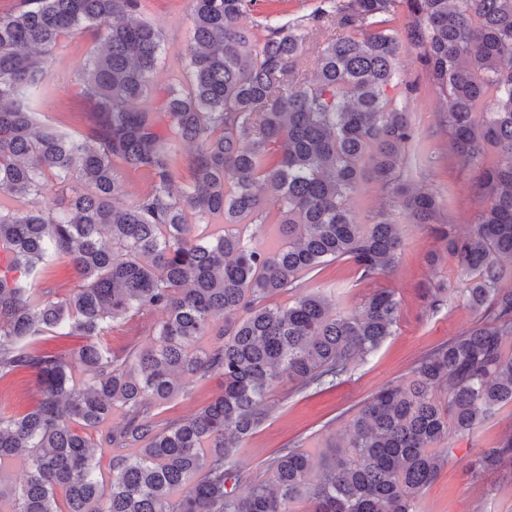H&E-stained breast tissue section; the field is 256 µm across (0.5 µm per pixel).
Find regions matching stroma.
Returning <instances> with one entry per match:
<instances>
[{
	"label": "stroma",
	"instance_id": "stroma-1",
	"mask_svg": "<svg viewBox=\"0 0 512 512\" xmlns=\"http://www.w3.org/2000/svg\"><path fill=\"white\" fill-rule=\"evenodd\" d=\"M319 0H257L249 20L256 39L265 28L309 15ZM139 17L162 30L161 47L154 82L158 89L174 81L188 85L190 68L184 47L191 30L189 0H142ZM94 34H75L65 41L57 55L56 68L63 74L48 94L37 101L42 121L62 126L67 132L85 137L95 122L94 100L81 95L69 78L84 64L95 46ZM416 49L401 50L399 76L415 84L407 97H395L396 107L408 112L415 138L402 151L398 168L400 183L433 193L440 203V223L462 232L472 224L482 201V190L470 168L460 166L451 148L443 122L445 99L439 94L417 59ZM391 194L375 181L367 180L350 205L359 223H370L380 210H387L397 224L402 250L391 276L361 279L349 262H335L317 275L305 276L307 288H321L330 294L337 309L353 313L375 289H395L399 300V322L391 336L369 355L356 359L348 372L334 384L301 388L282 381L272 392L273 407L268 417L251 434L239 455L242 478L238 492H247L255 481L265 479V462L277 449L291 444L311 454L313 460L331 454L344 444L358 408L376 389L408 381L421 355L430 348L459 335L475 324L479 315L463 299L456 257L446 251L428 225L409 221L403 210L390 202ZM442 285L440 302H432L428 290ZM157 312H146L111 323L104 337L111 350L121 351L145 343ZM223 389V381L209 378L192 384L187 392L156 406L160 420L185 416L208 405ZM40 399L35 373L22 371L0 380V411L18 414L32 409ZM512 434V403L497 407L473 432L449 433L451 460L417 501L419 512H512V466L472 474L470 464L484 448Z\"/></svg>",
	"mask_w": 512,
	"mask_h": 512
}]
</instances>
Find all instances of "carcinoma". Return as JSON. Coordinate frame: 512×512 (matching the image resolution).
<instances>
[{
    "mask_svg": "<svg viewBox=\"0 0 512 512\" xmlns=\"http://www.w3.org/2000/svg\"><path fill=\"white\" fill-rule=\"evenodd\" d=\"M141 0H22L0 14V380L37 372L41 399L22 416L0 414V512H417L448 464V429L473 430L512 402V0H405L413 20L400 38L387 28L396 0H323L306 21L267 28L256 43L245 23L256 0H190L185 56L193 82L163 88L168 125L134 101L152 89L162 31L136 18ZM341 33L317 47L300 78L292 60L305 24ZM103 31L75 73L96 103L81 139L49 124L34 99L55 78L65 39ZM445 98L455 158L475 169L483 205L464 235L434 231L458 261L462 296L478 322L427 352L405 385L386 384L360 406L345 446L320 470L299 448H279L268 478L237 494L242 442L265 419L283 377L308 388L346 372L392 335L394 290L379 288L361 310H337L299 281L326 262L350 261L364 280L390 272L401 249L387 212L360 224L350 199L370 176L396 186L414 224H433L436 198L397 183L401 150L414 139L408 114L387 89L399 85L402 46ZM487 98L495 109L480 116ZM191 181L180 186L181 148ZM495 158L487 159L488 148ZM144 171L150 190L123 204L124 174ZM84 191L54 212L38 206L47 176ZM282 202L283 244L266 250L243 224H266L262 194ZM221 231L190 238L186 213ZM66 258L78 284L35 286L47 263ZM299 291L292 305L271 303ZM160 311L152 339L123 352L100 340L107 324ZM224 316L217 324L215 316ZM42 336H83L68 355L33 347ZM210 344L200 348L203 338ZM218 376L224 391L180 420L160 422L157 404ZM448 387V397H436ZM122 421L99 439L112 411ZM113 449L112 482L96 476L94 449ZM26 457L23 483L4 467ZM512 463V434L485 448L475 472ZM64 492L65 508L58 504Z\"/></svg>",
    "mask_w": 512,
    "mask_h": 512,
    "instance_id": "carcinoma-1",
    "label": "carcinoma"
}]
</instances>
